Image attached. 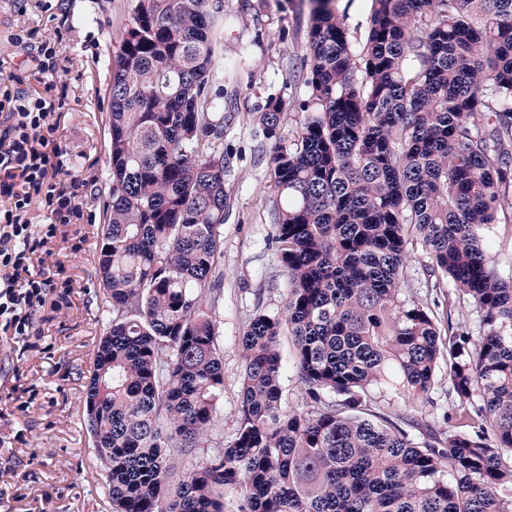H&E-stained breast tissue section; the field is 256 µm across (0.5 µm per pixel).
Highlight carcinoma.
<instances>
[{"instance_id": "1", "label": "carcinoma", "mask_w": 512, "mask_h": 512, "mask_svg": "<svg viewBox=\"0 0 512 512\" xmlns=\"http://www.w3.org/2000/svg\"><path fill=\"white\" fill-rule=\"evenodd\" d=\"M316 0L292 146L270 157L288 291L239 339L238 425L220 441L224 0H137L108 89L106 332L84 413L112 512H512V281L487 233L512 223V0H372L364 42ZM288 104L254 121L272 137ZM427 287L477 334L401 299ZM293 351L284 356L280 336ZM443 423L382 404L393 385ZM297 370L302 405L282 408ZM197 457L191 468L184 458ZM428 258L421 247L420 244L415 246L414 255H413V261H412V267L410 271V277L408 281L404 284L403 290H402V299L406 300H415V301H421V302H428L431 307L433 308V305L431 304L433 302V299L439 300V308H437V311L439 313L442 312L444 308V313L446 316V307L448 310V296H443V294L436 295V292L431 288H426V282L424 278L423 271H425V264L427 263ZM445 297V299H444ZM437 390L432 394L434 405L427 404L426 406L417 405L414 407L416 411H413L414 414L422 420H431L433 417L442 418V413L448 407V400L444 395V390L448 389V383L445 377V366L442 365L440 368V372L438 374L437 379Z\"/></svg>"}]
</instances>
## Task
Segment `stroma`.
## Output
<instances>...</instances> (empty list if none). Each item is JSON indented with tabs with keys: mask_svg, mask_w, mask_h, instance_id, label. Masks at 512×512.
<instances>
[{
	"mask_svg": "<svg viewBox=\"0 0 512 512\" xmlns=\"http://www.w3.org/2000/svg\"><path fill=\"white\" fill-rule=\"evenodd\" d=\"M137 0H54L43 13L41 0H0V58L27 70L15 55L12 38L25 28L62 33L55 73L30 77L36 91L65 89V105L53 116L56 136L69 152L73 173L90 186L82 200L92 223L60 227L48 253H36L35 272L68 278L67 304L36 318V346L15 343L0 332V512H111L104 497L106 472L94 457L84 423V385L104 327L96 255L104 222L102 192L107 176V99L110 57L120 50ZM236 15L224 31V54L236 58L224 72L230 102L224 109L223 255L219 262L224 310L218 326L224 338V397L221 432L237 425L241 358L238 340L255 312L276 314L287 294V280L268 242L276 233L278 200L269 158L275 147L291 145L302 115L284 112L275 137L258 128L253 114L268 97L296 102L307 88L288 79V70L306 53L311 0H224ZM94 23H84V16Z\"/></svg>",
	"mask_w": 512,
	"mask_h": 512,
	"instance_id": "35a3bbf8",
	"label": "stroma"
}]
</instances>
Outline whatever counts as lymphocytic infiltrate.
Wrapping results in <instances>:
<instances>
[{"mask_svg": "<svg viewBox=\"0 0 512 512\" xmlns=\"http://www.w3.org/2000/svg\"><path fill=\"white\" fill-rule=\"evenodd\" d=\"M14 40L33 52L34 73L55 71L59 38L34 27L15 34ZM1 73L6 80L0 93V329L25 340L53 293L71 288L70 281L57 283L34 273L32 257L59 225L83 220L78 200L87 183L70 174L68 152L55 136L51 115L62 108L63 94L24 88L0 61ZM37 201L48 211L49 222L36 230L26 214Z\"/></svg>", "mask_w": 512, "mask_h": 512, "instance_id": "lymphocytic-infiltrate-1", "label": "lymphocytic infiltrate"}]
</instances>
